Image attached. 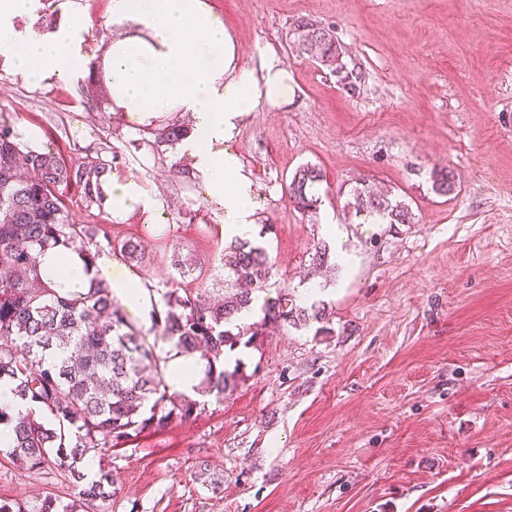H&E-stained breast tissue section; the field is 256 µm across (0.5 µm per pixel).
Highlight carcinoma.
<instances>
[{
	"instance_id": "1",
	"label": "carcinoma",
	"mask_w": 512,
	"mask_h": 512,
	"mask_svg": "<svg viewBox=\"0 0 512 512\" xmlns=\"http://www.w3.org/2000/svg\"><path fill=\"white\" fill-rule=\"evenodd\" d=\"M298 47L330 69L342 88L354 96L362 75L347 68L344 52L332 31L304 19L297 21ZM184 134L171 125L155 135V142L175 145ZM109 161L88 158L69 164L51 150L22 156L15 135L0 126V381L15 384L22 400H31L47 413L44 422L29 413L12 414L0 407V424L11 425L8 458L19 467L38 473L49 464L66 472L78 487L65 503L46 494L32 507L0 499V512H100V503L112 499L110 464L99 461L93 477L80 469L89 457L104 455L132 434L157 429L173 419L189 420L201 402L172 390L170 355L157 352L143 330L132 323L108 285L100 283L87 296L60 295L43 283L37 254L61 245L95 260L89 251L98 234L94 224H75L68 218L65 193L80 189L85 201L99 200L101 176ZM322 170L306 163L292 174L289 201L303 212L314 213L321 200L316 185ZM434 192L449 196L457 189L455 173L447 168L430 172ZM347 208L363 213L377 224H410L409 206L389 194L367 187L355 188ZM113 249L128 262H142L144 252L125 241ZM224 298L205 304L199 292L179 286L178 277L190 267L172 255L178 277L164 284L163 308L153 309L151 330L177 355L192 357L202 367L200 395L224 397L244 381L242 362L224 366L226 351L248 347L262 334V326L275 322L295 329L316 322L315 333L330 335L325 326L326 303L301 306L288 292L260 300L270 288L272 265L259 242L237 240L224 248ZM261 302L262 318L241 326L238 314Z\"/></svg>"
}]
</instances>
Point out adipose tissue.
<instances>
[{
  "label": "adipose tissue",
  "instance_id": "adipose-tissue-1",
  "mask_svg": "<svg viewBox=\"0 0 512 512\" xmlns=\"http://www.w3.org/2000/svg\"><path fill=\"white\" fill-rule=\"evenodd\" d=\"M36 0H0V50L7 72L38 84L65 81L87 59L81 44L93 20L81 14L51 30L34 26ZM109 25L119 29L105 64L112 83V106L135 114L145 126L173 113L190 124L176 149L190 162L218 210L225 237L250 240L257 233L258 200L253 181L228 143L241 119L288 99V71L275 54L248 65L223 17L210 0H111ZM100 192L113 217L152 212L153 193L134 177H103ZM45 281L60 293H87L97 283L141 320L157 301L142 281L118 262L100 255L85 264L82 255L57 246L39 258Z\"/></svg>",
  "mask_w": 512,
  "mask_h": 512
}]
</instances>
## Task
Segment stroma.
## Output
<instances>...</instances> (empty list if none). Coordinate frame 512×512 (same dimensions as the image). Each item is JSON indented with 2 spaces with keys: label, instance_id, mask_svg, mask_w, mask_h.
<instances>
[{
  "label": "stroma",
  "instance_id": "35a3bbf8",
  "mask_svg": "<svg viewBox=\"0 0 512 512\" xmlns=\"http://www.w3.org/2000/svg\"><path fill=\"white\" fill-rule=\"evenodd\" d=\"M211 2L246 58L273 52L288 69L287 104L247 116L230 146L273 227V288L324 300L332 333L268 327L232 395L114 446L102 512H512V0ZM81 5L96 22L84 50L103 61L110 0ZM301 19L334 32L359 93L299 52ZM21 121L67 162L102 157L154 193L153 212L117 220L67 192L70 220L100 226L101 252L138 242L145 257L126 269L160 288L179 249L196 271L185 287L223 295L226 240L203 185L113 108L108 78L36 86L0 71V125ZM307 162L324 173L314 214L284 189ZM443 166L459 177L448 198L429 181ZM362 185L405 202L412 222L347 211ZM321 241L348 266L314 268ZM45 492L76 488L0 451V497Z\"/></svg>",
  "mask_w": 512,
  "mask_h": 512
}]
</instances>
